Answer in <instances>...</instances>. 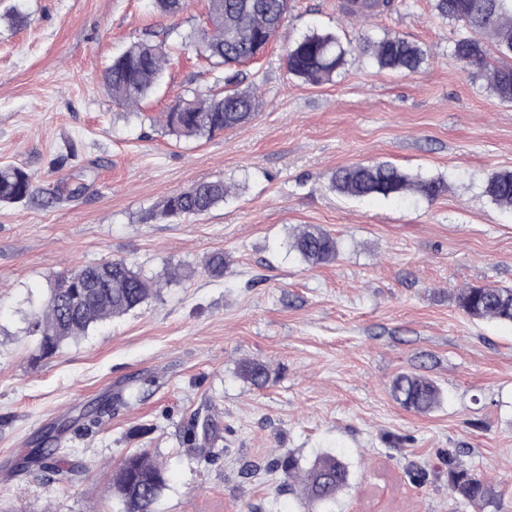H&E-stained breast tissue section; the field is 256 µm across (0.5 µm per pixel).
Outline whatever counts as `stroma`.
Here are the masks:
<instances>
[{
  "instance_id": "1",
  "label": "stroma",
  "mask_w": 512,
  "mask_h": 512,
  "mask_svg": "<svg viewBox=\"0 0 512 512\" xmlns=\"http://www.w3.org/2000/svg\"><path fill=\"white\" fill-rule=\"evenodd\" d=\"M339 5L292 0L243 68L261 100L254 119L178 140L160 113L214 87L199 51L179 46L206 0L173 18L154 0H0V163L25 169L37 196L0 204V512H122L104 475L143 448L167 471L155 512H474L448 487L452 455L494 486L484 512H512V324L455 303L467 286H512V211L484 194L493 173L512 171V104L460 67L452 48L465 30L433 0H395L366 21ZM313 31L348 50L318 86L284 62ZM363 31L405 37L424 63L378 69L357 48ZM150 32L179 53L135 114L101 74ZM382 161L448 190L410 204L329 190L336 168ZM216 180L234 191L205 215L152 217L164 197ZM304 225L338 239L336 261L310 266L290 250ZM216 250L228 259L219 279L204 271ZM113 259L161 288L33 359V314L57 277ZM249 360L267 366L265 386L240 376ZM401 373L433 380L439 406L394 401ZM111 394L124 405L59 449L88 475L57 484L14 470L47 426ZM197 416L218 428L205 456L186 442ZM323 453L350 473L328 509L266 469Z\"/></svg>"
}]
</instances>
